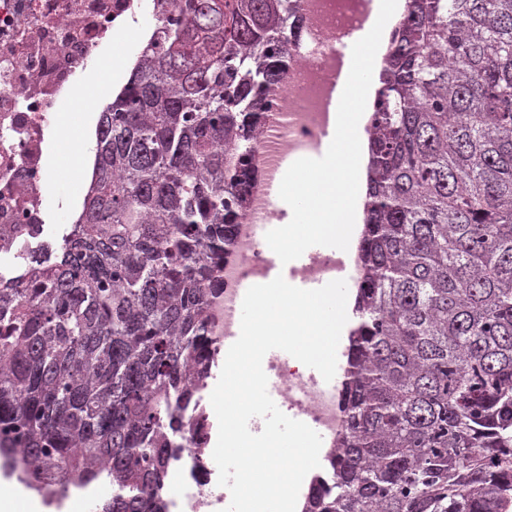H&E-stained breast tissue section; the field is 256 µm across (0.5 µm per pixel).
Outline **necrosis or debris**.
<instances>
[{
	"label": "necrosis or debris",
	"mask_w": 512,
	"mask_h": 512,
	"mask_svg": "<svg viewBox=\"0 0 512 512\" xmlns=\"http://www.w3.org/2000/svg\"><path fill=\"white\" fill-rule=\"evenodd\" d=\"M301 28L288 44L290 68L280 91L265 103L256 141L261 175L236 226L235 252L224 261V289L209 308V333L217 346L237 340L236 303L242 282L267 278V247L256 224L278 219L267 187L282 157L318 152L329 128L341 64L338 47L370 13L372 0H296ZM174 17L175 0H0V279H18L31 263L48 264L62 224L47 223L46 152L56 131L60 96L80 93L75 61L89 62L143 10ZM355 258L337 251L307 256L293 265L294 279L330 280L356 271ZM281 382L282 403L309 421L328 445L343 425L335 392L321 391L311 375L280 360L264 363ZM209 446L177 449L162 494L168 512H222L230 497L217 484Z\"/></svg>",
	"instance_id": "1"
}]
</instances>
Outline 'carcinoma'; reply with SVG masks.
<instances>
[{"mask_svg": "<svg viewBox=\"0 0 512 512\" xmlns=\"http://www.w3.org/2000/svg\"><path fill=\"white\" fill-rule=\"evenodd\" d=\"M99 113L54 263L0 282V459L95 512H163L216 348L206 309L259 175L294 0H182ZM345 426L302 512L512 505V0H406L367 128Z\"/></svg>", "mask_w": 512, "mask_h": 512, "instance_id": "1", "label": "carcinoma"}]
</instances>
